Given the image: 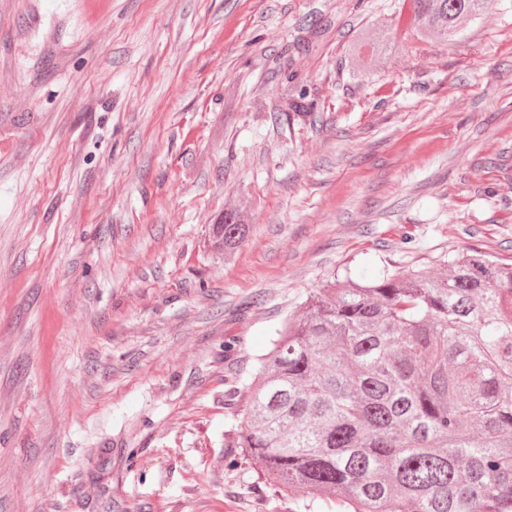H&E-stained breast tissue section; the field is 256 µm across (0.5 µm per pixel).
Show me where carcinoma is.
<instances>
[{"label": "carcinoma", "mask_w": 512, "mask_h": 512, "mask_svg": "<svg viewBox=\"0 0 512 512\" xmlns=\"http://www.w3.org/2000/svg\"><path fill=\"white\" fill-rule=\"evenodd\" d=\"M404 28L446 44L487 0H408ZM250 225L213 228L229 257ZM263 481L333 512H512V263L478 251L442 275L334 283L229 389Z\"/></svg>", "instance_id": "1"}]
</instances>
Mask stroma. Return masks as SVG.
<instances>
[{
  "mask_svg": "<svg viewBox=\"0 0 512 512\" xmlns=\"http://www.w3.org/2000/svg\"><path fill=\"white\" fill-rule=\"evenodd\" d=\"M402 8L0 0V512H300L231 445L274 329L512 259V0L445 45ZM250 233V224L243 223L236 214H224V224L214 225L213 234L224 248L225 257H230L244 243Z\"/></svg>",
  "mask_w": 512,
  "mask_h": 512,
  "instance_id": "1",
  "label": "stroma"
}]
</instances>
